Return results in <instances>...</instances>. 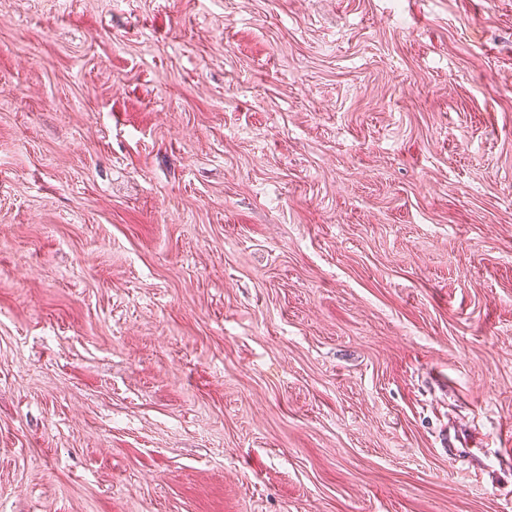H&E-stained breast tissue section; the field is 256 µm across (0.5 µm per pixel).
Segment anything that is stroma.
I'll return each mask as SVG.
<instances>
[{
  "label": "stroma",
  "mask_w": 512,
  "mask_h": 512,
  "mask_svg": "<svg viewBox=\"0 0 512 512\" xmlns=\"http://www.w3.org/2000/svg\"><path fill=\"white\" fill-rule=\"evenodd\" d=\"M0 512H512V0H0Z\"/></svg>",
  "instance_id": "35a3bbf8"
}]
</instances>
